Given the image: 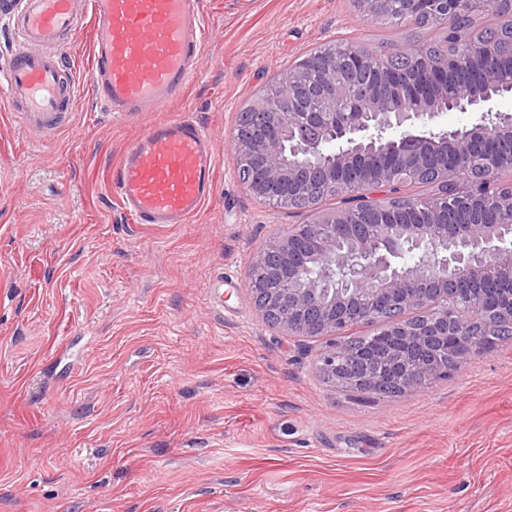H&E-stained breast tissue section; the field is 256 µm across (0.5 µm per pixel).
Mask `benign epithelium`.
Returning <instances> with one entry per match:
<instances>
[{"label": "benign epithelium", "mask_w": 512, "mask_h": 512, "mask_svg": "<svg viewBox=\"0 0 512 512\" xmlns=\"http://www.w3.org/2000/svg\"><path fill=\"white\" fill-rule=\"evenodd\" d=\"M405 17H426L447 26L459 0H401ZM349 67L363 71L369 56L355 47ZM320 72L312 86L309 72ZM440 67L433 87L427 88L401 72L385 70L356 93L357 102L336 108L343 100L346 71L336 58L311 54L281 71L278 90L253 107V119L232 134L236 177L256 199L284 198L289 191L316 177L333 186L347 174L368 183H384L394 172L415 177L432 173L448 183L464 165L493 170L496 155L480 123L470 127L428 133L444 108L495 115L512 128V113L494 110L503 92L482 93L466 103H448L447 80ZM329 107L310 109L313 97ZM397 130L393 136L390 131ZM494 224H450L436 212L424 223L392 222L390 209H376V237L365 236L364 225L354 224L346 210L315 215L308 224H293L277 234L275 258L259 250L255 263L269 266V277L283 281L312 254L327 256L325 277L336 289L325 292L316 280L283 292L260 289L264 309L276 318L275 327L291 337L317 339L316 367L332 375L338 385L366 395L408 393L423 379L446 377L480 349L471 325L457 316L449 303H475L486 315L512 322V297L499 288H478L483 264L496 265L501 277L512 281V192L499 195ZM415 252L419 261L406 267L402 258ZM385 314L380 332L364 348L345 345L353 324Z\"/></svg>", "instance_id": "1"}]
</instances>
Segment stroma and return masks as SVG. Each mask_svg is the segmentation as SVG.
<instances>
[{
    "label": "stroma",
    "mask_w": 512,
    "mask_h": 512,
    "mask_svg": "<svg viewBox=\"0 0 512 512\" xmlns=\"http://www.w3.org/2000/svg\"><path fill=\"white\" fill-rule=\"evenodd\" d=\"M204 23L200 73L165 110L112 117L86 22L62 50L64 131L24 128L0 94V512H512V341L369 398L325 384L247 288L301 218L238 183V116L312 48L375 27L350 0H205ZM182 112L214 141V195L188 223H137L112 172Z\"/></svg>",
    "instance_id": "stroma-1"
}]
</instances>
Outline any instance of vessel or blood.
<instances>
[{
    "label": "vessel or blood",
    "mask_w": 512,
    "mask_h": 512,
    "mask_svg": "<svg viewBox=\"0 0 512 512\" xmlns=\"http://www.w3.org/2000/svg\"><path fill=\"white\" fill-rule=\"evenodd\" d=\"M89 80L118 116L162 110L195 79L206 41L203 0H90ZM78 0H15V46L5 74L8 104L29 128L67 125L75 81L61 51L75 38ZM208 131L184 114L157 123L126 150L112 194L142 224H184L214 194Z\"/></svg>",
    "instance_id": "vessel-or-blood-1"
}]
</instances>
